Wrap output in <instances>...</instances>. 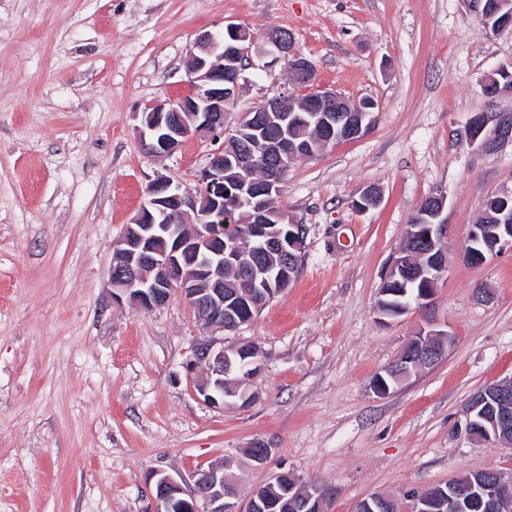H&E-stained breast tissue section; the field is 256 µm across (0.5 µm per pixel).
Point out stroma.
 Here are the masks:
<instances>
[{
    "label": "stroma",
    "mask_w": 512,
    "mask_h": 512,
    "mask_svg": "<svg viewBox=\"0 0 512 512\" xmlns=\"http://www.w3.org/2000/svg\"><path fill=\"white\" fill-rule=\"evenodd\" d=\"M283 28L316 88L375 103L363 136L296 160L279 200L305 229L298 271L225 346L256 345L248 406L217 410L186 364L200 330L180 295L112 298V249L167 176L195 188L213 146L145 153L134 112L190 90L198 34ZM512 61L465 0H0V512H153L150 477L224 463L241 493L285 468L324 512L412 494L468 471L512 478V448L470 441L462 410L512 377V255L458 258L488 197L512 190V146L467 141L486 74ZM235 112L290 90L280 61L245 71ZM368 187L379 206L355 205ZM445 198L448 272L428 308L387 318L378 291L426 198ZM492 302L478 299L479 290ZM443 360L384 396L374 377L420 329ZM270 448L257 465L248 448Z\"/></svg>",
    "instance_id": "stroma-1"
}]
</instances>
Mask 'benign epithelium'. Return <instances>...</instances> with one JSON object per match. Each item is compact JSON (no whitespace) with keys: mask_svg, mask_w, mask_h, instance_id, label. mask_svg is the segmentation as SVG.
<instances>
[{"mask_svg":"<svg viewBox=\"0 0 512 512\" xmlns=\"http://www.w3.org/2000/svg\"><path fill=\"white\" fill-rule=\"evenodd\" d=\"M483 21L497 19L495 30L512 25V0H466ZM266 58L284 59L291 74L292 91L268 100L264 111L280 113L281 121L258 124L250 113L239 114L233 134L243 128L254 138L268 144L266 183L257 188L249 178L239 185V203L246 204L255 220L254 231L266 235L265 221L269 202L281 195V173L286 158L298 145L288 140L283 123L292 119L314 125L322 145L350 141L363 135L365 108L333 91L314 88V67L295 49L294 40L272 31L263 39L254 38L242 26L228 23L224 30L203 32L190 50V91L167 103H147L135 113L136 132L142 146L154 157L165 156L180 147L187 138L196 137L217 145L192 191L171 178L159 177L146 189L145 199L126 225V231L113 252L111 283L116 299L127 298L141 310H152L179 293L203 332L193 345V362L206 364L208 377L195 384L196 394L217 409H224V395L249 405L257 394L253 380L262 370L259 351L250 343L224 347V266L235 261L232 246L214 226L224 224V135L227 134V105L237 101L246 69ZM468 141L486 152L512 144V115L501 112L490 116L475 114L468 127ZM503 206L494 224H473L460 252L468 265H482L487 259L512 252V194L502 196ZM443 196L430 197L428 224H411L407 235L429 246V260L420 265L413 252L397 250L388 276L392 282H417L420 291L413 299L384 313L391 318L428 305L436 285L448 272L446 240L448 225L441 219ZM304 242L302 226L289 221L288 233L280 241L288 256L301 254ZM210 246L211 256L200 266L195 256L201 244ZM258 294L267 303L279 295L269 288V279L252 271ZM455 334L431 329L411 337L400 355L373 380L380 395L389 393L386 379H408L420 367L436 365L455 344ZM253 357L252 371L239 373L233 366L236 357ZM465 432L474 441L512 446V378L489 384L471 395L465 406ZM288 481V499L273 500L265 490ZM153 512H323V490L302 483L288 471L272 474L269 482L256 487L239 505L240 492L221 465L193 472L192 483L157 472L151 477ZM392 498L372 495L357 502L354 512H391ZM411 512H512V484L491 469L432 485L412 498Z\"/></svg>","mask_w":512,"mask_h":512,"instance_id":"benign-epithelium-1","label":"benign epithelium"}]
</instances>
